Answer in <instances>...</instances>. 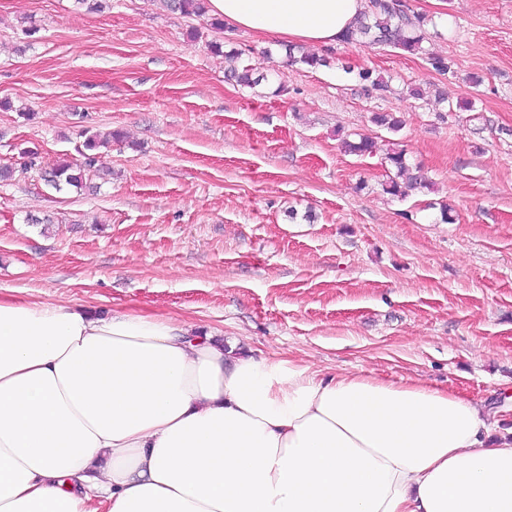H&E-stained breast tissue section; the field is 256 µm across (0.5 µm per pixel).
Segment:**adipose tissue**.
I'll return each instance as SVG.
<instances>
[{
	"label": "adipose tissue",
	"mask_w": 512,
	"mask_h": 512,
	"mask_svg": "<svg viewBox=\"0 0 512 512\" xmlns=\"http://www.w3.org/2000/svg\"><path fill=\"white\" fill-rule=\"evenodd\" d=\"M366 7L208 0L228 26L321 48ZM0 512H512V430L451 389L0 298Z\"/></svg>",
	"instance_id": "1"
}]
</instances>
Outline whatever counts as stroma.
<instances>
[{"label": "stroma", "instance_id": "1", "mask_svg": "<svg viewBox=\"0 0 512 512\" xmlns=\"http://www.w3.org/2000/svg\"><path fill=\"white\" fill-rule=\"evenodd\" d=\"M401 7L429 19L423 52L340 43L330 66L290 72L282 43L154 0H0V167L16 170L0 182V297L167 317L326 376L451 388L511 428L512 0ZM213 41L264 82L227 83ZM113 130L105 178L45 185L41 167L82 161L86 136ZM363 136L373 154L344 151ZM394 143L429 182L403 199L384 190ZM29 151L40 167L24 169Z\"/></svg>", "mask_w": 512, "mask_h": 512}]
</instances>
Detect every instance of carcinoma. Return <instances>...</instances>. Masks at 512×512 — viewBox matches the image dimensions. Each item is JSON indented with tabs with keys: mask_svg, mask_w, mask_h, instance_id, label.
Returning <instances> with one entry per match:
<instances>
[{
	"mask_svg": "<svg viewBox=\"0 0 512 512\" xmlns=\"http://www.w3.org/2000/svg\"><path fill=\"white\" fill-rule=\"evenodd\" d=\"M159 2L166 9L183 16H201L206 13V0H159ZM426 25L425 16L408 14L400 10L398 0H370L368 10L361 15L355 26L347 30L341 43L379 45L418 52L422 50ZM328 64V59L323 56L302 50L297 46L288 48L286 66L291 71L301 65L315 68L326 67ZM226 78L238 86L248 88H253L262 81V78L254 75L252 69L235 65L228 69ZM119 138L120 134L115 132L102 140L95 135L88 136L84 144L87 153L83 154V162L56 164L44 170L43 180L48 186L58 191L65 186L82 188L89 173L95 168L94 151L102 147H110L112 140ZM386 163L395 170V176L390 178L386 186L387 193L402 197L406 195L407 189L422 184V177L410 172L404 149L398 147L389 149L386 153Z\"/></svg>",
	"mask_w": 512,
	"mask_h": 512,
	"instance_id": "cac0c4a2",
	"label": "carcinoma"
}]
</instances>
